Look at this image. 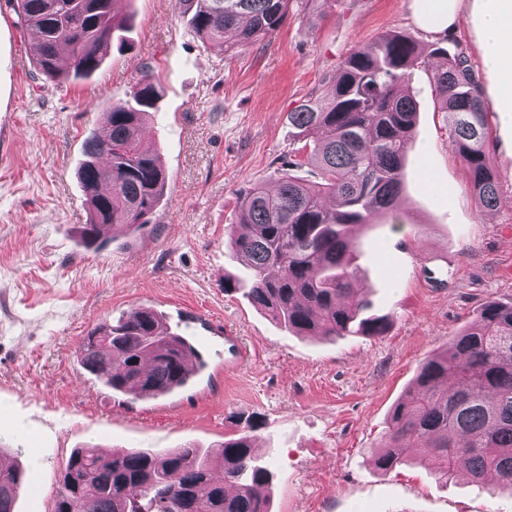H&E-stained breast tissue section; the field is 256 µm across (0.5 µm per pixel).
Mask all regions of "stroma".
I'll return each mask as SVG.
<instances>
[{
	"mask_svg": "<svg viewBox=\"0 0 512 512\" xmlns=\"http://www.w3.org/2000/svg\"><path fill=\"white\" fill-rule=\"evenodd\" d=\"M118 10L131 19L126 48L90 79L51 83L33 68V34L0 0V453L38 485L17 512H51L84 444L208 448L249 424L274 473L271 512H512L510 489L443 484L421 461L381 472L368 455L421 363L487 302L512 301V124L490 121L500 203L487 210L451 149L431 69L414 67L399 218L362 229L354 261L358 294L391 321L384 335L296 336L224 289L243 270L227 244L241 196L275 184L300 145L289 112L330 94L342 59L383 34L424 51L457 46L478 64L470 20L432 34L408 0H333L322 17L294 0L273 35L226 54L185 26L175 0ZM146 72L163 87L143 139L167 175L164 197L150 224L116 229L98 251L82 239L83 144ZM139 306L215 339L208 367L176 396H115L78 364L87 332ZM228 336L248 352L230 371Z\"/></svg>",
	"mask_w": 512,
	"mask_h": 512,
	"instance_id": "stroma-1",
	"label": "stroma"
}]
</instances>
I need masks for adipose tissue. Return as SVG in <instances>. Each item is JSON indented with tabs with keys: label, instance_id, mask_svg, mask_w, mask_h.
<instances>
[{
	"label": "adipose tissue",
	"instance_id": "adipose-tissue-1",
	"mask_svg": "<svg viewBox=\"0 0 512 512\" xmlns=\"http://www.w3.org/2000/svg\"><path fill=\"white\" fill-rule=\"evenodd\" d=\"M416 23L438 33L461 18L473 24L498 116L512 119V0H409Z\"/></svg>",
	"mask_w": 512,
	"mask_h": 512
}]
</instances>
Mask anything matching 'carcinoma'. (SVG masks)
<instances>
[{
	"instance_id": "1",
	"label": "carcinoma",
	"mask_w": 512,
	"mask_h": 512,
	"mask_svg": "<svg viewBox=\"0 0 512 512\" xmlns=\"http://www.w3.org/2000/svg\"><path fill=\"white\" fill-rule=\"evenodd\" d=\"M117 0H13L23 27L36 34L33 66L50 82L94 74L124 46L129 18ZM291 0H175L185 24L210 47L252 46L277 31ZM432 68L435 97L448 113L449 139L464 163L481 207L498 205L490 166L488 113L466 54L436 46L422 54L401 34H385L355 48L342 62L329 97L309 98L288 112L303 145L290 167L315 169L313 181L292 175L275 187L254 184L229 231L233 256L248 266L228 276L224 290L239 291L277 325L300 336L329 340L381 336L389 319L351 297L358 230L391 215L402 191L404 148L416 125L408 93L412 69ZM162 89L149 75L128 98L112 103L103 135L84 144L78 169L87 223L84 238L106 248L99 227L142 228L163 198L166 175L141 139ZM112 337V344L101 340ZM185 340L164 316L138 307L99 324L82 339L85 372L115 395L134 400L170 396L191 383L184 376ZM242 432L215 448L162 452L122 449L109 456L92 445L71 452L52 512H271L266 488L273 473ZM418 451L431 472L448 482L462 461L469 480L488 485L489 474L512 487V302H490L440 353L420 366L397 404L375 465L392 469ZM24 475L0 468V512H15Z\"/></svg>"
}]
</instances>
